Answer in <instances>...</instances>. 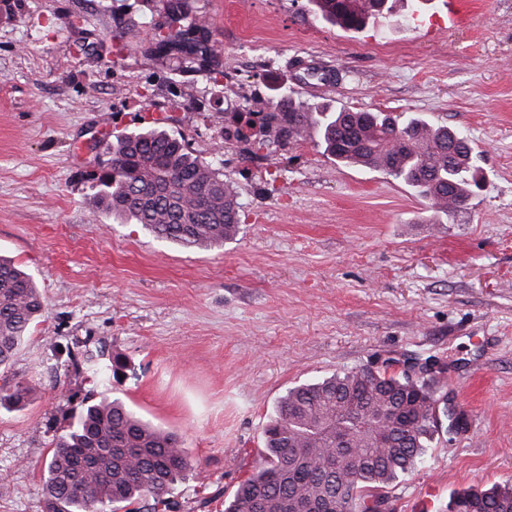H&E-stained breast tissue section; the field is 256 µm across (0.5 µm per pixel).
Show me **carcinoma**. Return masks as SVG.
Segmentation results:
<instances>
[{"mask_svg": "<svg viewBox=\"0 0 512 512\" xmlns=\"http://www.w3.org/2000/svg\"><path fill=\"white\" fill-rule=\"evenodd\" d=\"M324 20L358 30L368 20L400 16L387 0H310ZM157 25L166 35L146 49L175 57L192 71L223 74L224 57L211 50L208 23L192 0H162ZM156 127L115 136L106 143L107 168L99 200L126 223L156 237L208 250L234 238L241 203L220 169L199 162L182 140ZM259 128L261 137L251 130ZM320 135L336 161L378 169L403 181L433 215L449 216L475 186L466 137L418 115L334 111L295 103L283 92L271 112H256L237 139L258 154L273 145ZM46 312L31 275L0 257V369L7 368L31 326ZM387 370L346 371L288 388L264 431L259 464L224 501V512H378L386 489L424 462L448 405L414 378ZM35 386L3 382L0 406L25 404ZM349 433L352 448L336 451V434ZM194 470L177 435L142 419L124 401L107 395L88 402L66 432L52 442L41 488L42 512H119L146 497L148 512H175V484ZM448 512H512V487L456 491Z\"/></svg>", "mask_w": 512, "mask_h": 512, "instance_id": "carcinoma-1", "label": "carcinoma"}]
</instances>
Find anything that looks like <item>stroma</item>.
Segmentation results:
<instances>
[{"mask_svg": "<svg viewBox=\"0 0 512 512\" xmlns=\"http://www.w3.org/2000/svg\"><path fill=\"white\" fill-rule=\"evenodd\" d=\"M194 5L224 53L217 82L145 54L161 0H0V255L47 306L0 371L37 386L0 408V512H41L52 441L103 393L188 449L200 474L175 487L179 512H224L288 387L410 358L444 364L421 379L466 425L391 485L388 512H445L456 490L512 484V0H472L454 29L442 0L359 30L310 0ZM284 90L460 130L485 185L438 223L402 181L338 164L316 138L255 157L225 137ZM161 114L233 181L235 240L189 249L100 205L97 138ZM95 346L126 358L122 382L74 364Z\"/></svg>", "mask_w": 512, "mask_h": 512, "instance_id": "35a3bbf8", "label": "stroma"}]
</instances>
